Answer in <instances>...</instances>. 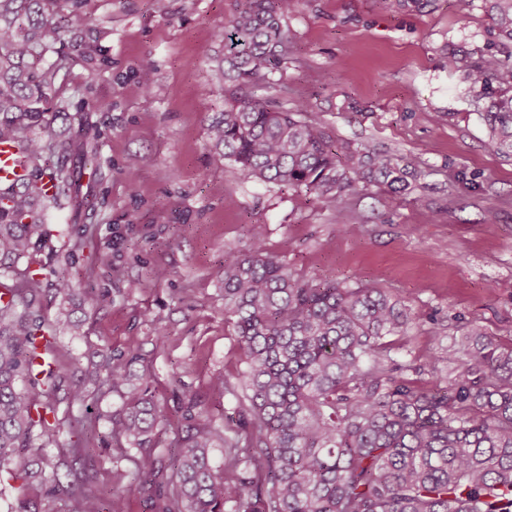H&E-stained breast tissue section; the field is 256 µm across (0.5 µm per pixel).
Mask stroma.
Instances as JSON below:
<instances>
[{
	"label": "stroma",
	"instance_id": "1",
	"mask_svg": "<svg viewBox=\"0 0 512 512\" xmlns=\"http://www.w3.org/2000/svg\"><path fill=\"white\" fill-rule=\"evenodd\" d=\"M234 0H82L86 24L62 32L73 64L56 93L68 100L60 125L83 115L99 131V164L86 178L96 198L82 216L86 242L72 275L106 296L98 309L70 305L83 334L60 335L55 356L68 381L103 349L134 351L136 373L165 410L159 447L178 437L188 397L223 422L238 396L209 380L236 378L240 350L224 321V263L266 229L267 248L308 279L370 284L410 301L414 354L448 346L463 325L512 343V152H490L478 109L494 98L477 72L485 55L505 58L492 0H416L385 11L375 0H299L285 24L294 53L285 91L253 88L280 109L306 105L340 151L365 147L415 159L423 177L410 190L368 183L343 214L306 192L248 179L218 160L208 126L222 102L212 94L216 38ZM457 68H449V60ZM151 68V89L140 84ZM138 156L136 183L126 161ZM354 224L355 235L338 223ZM166 278H152L155 267ZM438 319L439 333L428 331ZM168 329L156 348L152 320ZM95 485H112V435L87 438Z\"/></svg>",
	"mask_w": 512,
	"mask_h": 512
}]
</instances>
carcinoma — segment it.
I'll use <instances>...</instances> for the list:
<instances>
[{
	"mask_svg": "<svg viewBox=\"0 0 512 512\" xmlns=\"http://www.w3.org/2000/svg\"><path fill=\"white\" fill-rule=\"evenodd\" d=\"M66 2V26L81 28V0H0V142L19 143L32 179L21 189H0V271L12 274L0 301V496L28 479L11 466L21 448L44 451L62 429L75 438L58 449L56 465L85 459L80 446L101 420L112 425L119 452L112 456V486L159 501L158 512H512V346L502 347L474 326L466 359L435 348L396 357L416 316L409 302L379 288L315 281L295 274L265 248V227L253 224L247 247L224 262V321L242 350L246 395L233 434L182 403L184 426L167 449L166 482L151 464L133 475L122 468L127 448L151 452L163 410L149 394L147 374L133 383L137 356L110 350L87 378L120 399L111 413H74L82 386L60 396L66 373L50 362L57 334L77 332L66 308L80 292L96 309L103 295L57 274L59 307L52 317L34 307L41 290L34 255L48 247L46 217L65 198L83 214L88 146L96 128L57 124L65 102L46 107L58 73L70 57L56 53V20ZM298 0H236L228 24L215 93L224 102L208 129L220 157L264 183L305 190L341 216L359 184L407 185L416 163L399 164L384 152L343 157L324 128L304 118L301 106L273 109L247 94L263 84L285 89L277 76L294 53L284 25ZM498 25L512 42V0H494ZM480 74L497 85L487 112L492 152L512 149V63L495 55ZM75 158L44 168V157ZM50 176L55 192H41ZM27 266L18 268L20 260ZM66 410H60L61 404ZM219 448L223 465L213 463ZM47 502L68 512H127V497L93 489L88 469L57 471L44 480Z\"/></svg>",
	"mask_w": 512,
	"mask_h": 512,
	"instance_id": "obj_1",
	"label": "carcinoma"
}]
</instances>
